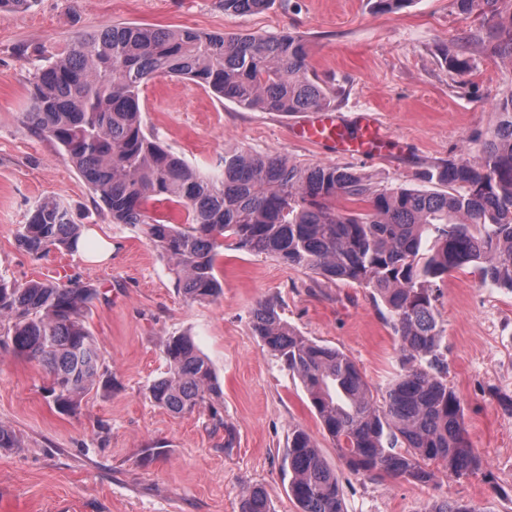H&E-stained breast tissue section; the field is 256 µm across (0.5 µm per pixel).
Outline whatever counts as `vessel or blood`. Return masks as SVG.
<instances>
[{"label": "vessel or blood", "mask_w": 512, "mask_h": 512, "mask_svg": "<svg viewBox=\"0 0 512 512\" xmlns=\"http://www.w3.org/2000/svg\"><path fill=\"white\" fill-rule=\"evenodd\" d=\"M299 137L310 144H329L337 152L357 155H380L388 136L373 112H361L351 120L326 110L303 122L297 129Z\"/></svg>", "instance_id": "vessel-or-blood-1"}]
</instances>
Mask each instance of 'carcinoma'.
<instances>
[{"instance_id":"obj_1","label":"carcinoma","mask_w":512,"mask_h":512,"mask_svg":"<svg viewBox=\"0 0 512 512\" xmlns=\"http://www.w3.org/2000/svg\"><path fill=\"white\" fill-rule=\"evenodd\" d=\"M454 2L460 14L478 12L487 23L466 44L512 58V14L497 13L499 0ZM221 3L226 14L249 15L274 0ZM410 3L374 0L373 8L394 14ZM307 58L305 37L288 31L104 26L37 68L24 117L35 134L63 150L113 223L143 226L190 303L223 295L217 262L225 249L268 254L369 289L389 314L402 364L379 401L347 353L303 336L275 303L253 309L252 333L301 381L349 471L420 486L433 480L435 467L468 475L482 460L469 440L461 398L448 386L434 287L470 268L482 282L512 293V92L498 100L493 128L471 139L475 161L450 158L419 172L432 190L375 189L349 168L299 169L276 156L230 150L221 175L209 176L145 132L140 93L158 75L187 78L245 109L326 110L332 93L310 76ZM173 208L183 223L169 221L166 211ZM81 231L59 199L45 197L17 229L16 241L40 258L53 249L75 250ZM99 295L77 280L0 277V348L47 370V397L62 412L75 411L98 387H112L86 325ZM163 353L167 371L149 386L151 399L177 416L212 405L220 387L192 338H166ZM211 419L224 428V447H235L234 430L218 410ZM284 466L300 512H346L339 478L305 429L288 435ZM239 512H271L264 490L253 488ZM424 512L474 510L445 498Z\"/></svg>"}]
</instances>
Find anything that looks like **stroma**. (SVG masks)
Wrapping results in <instances>:
<instances>
[{"label":"stroma","instance_id":"stroma-1","mask_svg":"<svg viewBox=\"0 0 512 512\" xmlns=\"http://www.w3.org/2000/svg\"><path fill=\"white\" fill-rule=\"evenodd\" d=\"M117 23L300 33L311 72L336 92L334 111L349 118L377 112L389 135L380 157L338 155L296 137L307 113L248 110L191 80L153 78L140 94L147 131L205 172H217L225 151L236 149L281 156L299 168L349 167L377 189L413 186L434 162L472 157V137L491 128L500 94L512 89V60L481 48L472 50L468 72L450 67L462 37L482 25L480 17L459 14L453 0H413L395 14L376 12L371 0H276L245 16L225 14L220 0H35L0 18V277L98 286L87 325L116 382L112 392L90 393L75 412L63 413L46 398L45 369L0 350V427L19 441L0 448V512H239L255 487L272 512H298L282 474L297 426L336 470L347 512H424L445 496L477 512H512V414L499 405L500 397H512V293L455 271L435 302L448 384L461 397L481 468L460 478L436 470L425 487L349 473L299 380L253 336L249 314L274 301L303 336L350 355L378 397L400 370L382 303L356 285L235 250L218 260L223 296L187 303L142 226L113 223L62 151L25 122L30 81L43 60L75 36ZM51 196L75 223L111 242L109 260L90 264L63 249L38 259L17 245L18 225ZM180 334L192 336L214 368L217 406L236 432L233 448H225L207 410L176 417L149 396L166 370L161 342ZM157 445L163 454L146 458Z\"/></svg>","mask_w":512,"mask_h":512}]
</instances>
